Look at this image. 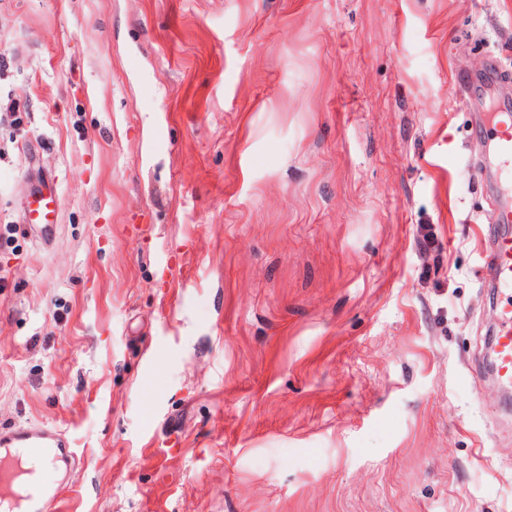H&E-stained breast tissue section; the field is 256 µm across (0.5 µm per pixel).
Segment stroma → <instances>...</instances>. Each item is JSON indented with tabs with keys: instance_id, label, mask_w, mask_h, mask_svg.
I'll list each match as a JSON object with an SVG mask.
<instances>
[{
	"instance_id": "obj_1",
	"label": "stroma",
	"mask_w": 512,
	"mask_h": 512,
	"mask_svg": "<svg viewBox=\"0 0 512 512\" xmlns=\"http://www.w3.org/2000/svg\"><path fill=\"white\" fill-rule=\"evenodd\" d=\"M492 60L512 0H0V428L81 512H512ZM501 82L500 73L490 68L477 93L474 83L466 76L459 80V93L473 110L482 114V132L491 147L485 169L493 165L499 181L494 223L497 234L481 272L488 274L499 295L491 352L495 378L508 387L512 386V114L509 105H492L486 101L490 88ZM43 192L44 189H40L34 193L24 220L27 224L36 227L43 235L48 236L55 224V199L53 195H45Z\"/></svg>"
}]
</instances>
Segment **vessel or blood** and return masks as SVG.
Wrapping results in <instances>:
<instances>
[{
    "instance_id": "obj_1",
    "label": "vessel or blood",
    "mask_w": 512,
    "mask_h": 512,
    "mask_svg": "<svg viewBox=\"0 0 512 512\" xmlns=\"http://www.w3.org/2000/svg\"><path fill=\"white\" fill-rule=\"evenodd\" d=\"M496 70H488L481 84L459 81V92L482 115V131L489 140L499 181L495 215L497 234L481 267L499 295L496 330L491 343L494 375L502 386H512V107L487 102L492 86L501 84ZM53 195L35 192L24 217L43 235L55 224ZM75 452L58 428L27 423L0 429V512H59L73 468Z\"/></svg>"
}]
</instances>
